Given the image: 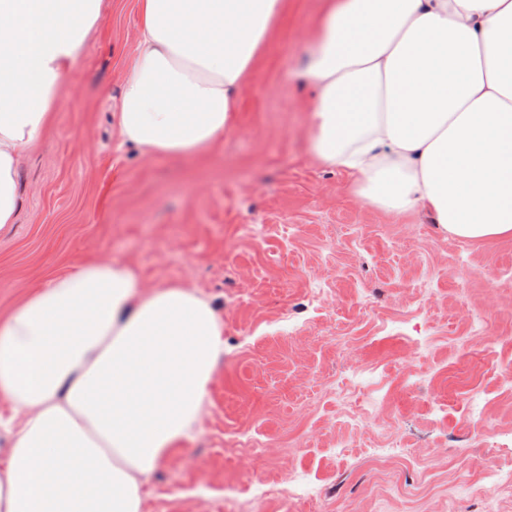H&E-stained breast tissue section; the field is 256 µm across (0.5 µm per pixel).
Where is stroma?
<instances>
[{
	"label": "stroma",
	"instance_id": "obj_1",
	"mask_svg": "<svg viewBox=\"0 0 512 512\" xmlns=\"http://www.w3.org/2000/svg\"><path fill=\"white\" fill-rule=\"evenodd\" d=\"M321 8L288 0L222 144L176 160L119 143L139 21L131 0H104L54 128L21 160L0 314L112 258L146 288L181 283L212 302L224 361L142 512L245 499L250 512H512V495L475 483L512 456V237L465 240L427 212L370 206L313 160L292 73ZM292 481L302 498L261 499Z\"/></svg>",
	"mask_w": 512,
	"mask_h": 512
}]
</instances>
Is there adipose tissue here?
<instances>
[{
	"instance_id": "obj_1",
	"label": "adipose tissue",
	"mask_w": 512,
	"mask_h": 512,
	"mask_svg": "<svg viewBox=\"0 0 512 512\" xmlns=\"http://www.w3.org/2000/svg\"><path fill=\"white\" fill-rule=\"evenodd\" d=\"M104 0H0V231L23 153L56 121ZM121 145L202 158L233 124L286 0H134ZM308 147L381 210L457 237L512 236V0H323L300 69ZM224 326L195 289H145L120 259L77 265L0 318L11 405L0 512H141L193 439Z\"/></svg>"
}]
</instances>
